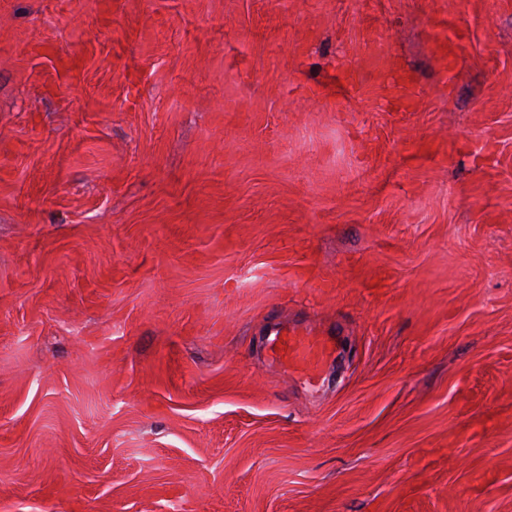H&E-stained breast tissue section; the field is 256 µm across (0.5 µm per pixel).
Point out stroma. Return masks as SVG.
<instances>
[{
  "instance_id": "stroma-1",
  "label": "stroma",
  "mask_w": 512,
  "mask_h": 512,
  "mask_svg": "<svg viewBox=\"0 0 512 512\" xmlns=\"http://www.w3.org/2000/svg\"><path fill=\"white\" fill-rule=\"evenodd\" d=\"M0 512H512V0H0ZM268 341L271 357L285 371L309 370L316 368L333 354V347L327 340L313 338L308 333L295 330H275ZM277 348V351H274Z\"/></svg>"
}]
</instances>
